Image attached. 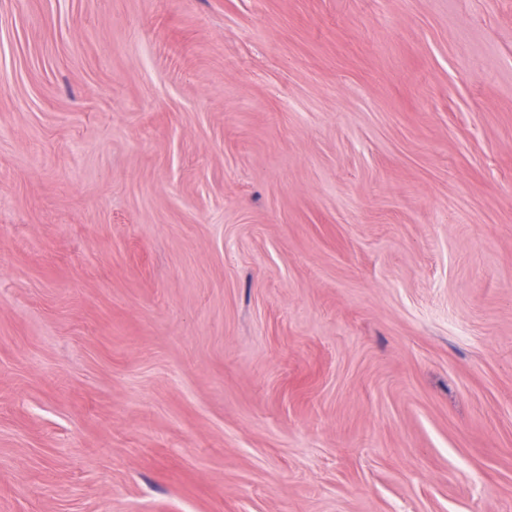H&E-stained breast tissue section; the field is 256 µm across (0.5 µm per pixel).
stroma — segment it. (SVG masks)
<instances>
[{
    "mask_svg": "<svg viewBox=\"0 0 512 512\" xmlns=\"http://www.w3.org/2000/svg\"><path fill=\"white\" fill-rule=\"evenodd\" d=\"M0 512H512V0H0Z\"/></svg>",
    "mask_w": 512,
    "mask_h": 512,
    "instance_id": "1",
    "label": "stroma"
}]
</instances>
